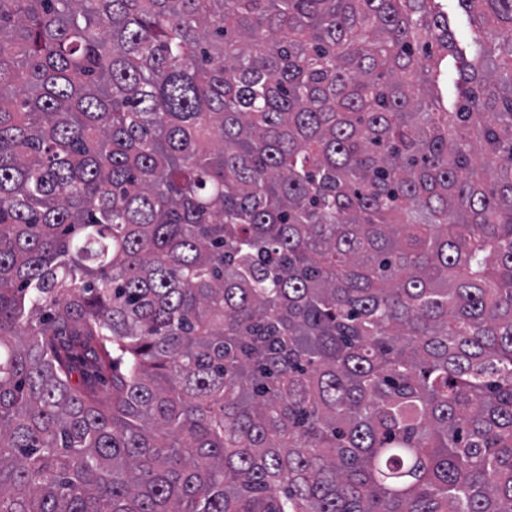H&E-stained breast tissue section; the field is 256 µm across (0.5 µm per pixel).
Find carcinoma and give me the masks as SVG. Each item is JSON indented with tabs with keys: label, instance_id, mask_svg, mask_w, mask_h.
<instances>
[{
	"label": "carcinoma",
	"instance_id": "carcinoma-1",
	"mask_svg": "<svg viewBox=\"0 0 512 512\" xmlns=\"http://www.w3.org/2000/svg\"><path fill=\"white\" fill-rule=\"evenodd\" d=\"M0 0V512H512V0ZM444 9L448 12V22L460 40V46L466 50L467 55L475 49V41L482 39L475 26L471 25L468 15L461 9L455 0L442 1Z\"/></svg>",
	"mask_w": 512,
	"mask_h": 512
}]
</instances>
